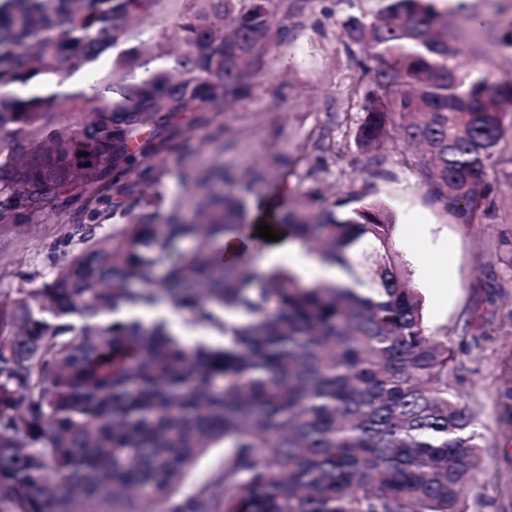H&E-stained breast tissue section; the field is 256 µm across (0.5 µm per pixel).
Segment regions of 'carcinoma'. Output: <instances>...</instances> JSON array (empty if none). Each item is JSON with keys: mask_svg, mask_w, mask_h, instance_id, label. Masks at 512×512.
Returning a JSON list of instances; mask_svg holds the SVG:
<instances>
[{"mask_svg": "<svg viewBox=\"0 0 512 512\" xmlns=\"http://www.w3.org/2000/svg\"><path fill=\"white\" fill-rule=\"evenodd\" d=\"M272 0H0V230L71 189L112 188L154 208L116 235L76 224L78 249L38 288L0 293V512H468L482 458L448 381L454 355L424 325L423 295L380 202L343 213L289 197L326 148L308 137L278 165L284 223L273 230L339 267L305 284L282 262L224 264L245 234V197L192 216L160 193L113 187L154 160L143 134L181 116L187 131L248 93L267 48ZM342 22L356 141L375 150L389 116L427 156L436 200L476 213L509 127L512 80L479 67L502 21L435 0H374ZM157 33L150 46L141 37ZM88 89L43 94L81 69ZM202 333L189 341L160 307ZM224 449L206 484L198 460Z\"/></svg>", "mask_w": 512, "mask_h": 512, "instance_id": "cac0c4a2", "label": "carcinoma"}]
</instances>
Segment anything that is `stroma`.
Wrapping results in <instances>:
<instances>
[{
	"label": "stroma",
	"mask_w": 512,
	"mask_h": 512,
	"mask_svg": "<svg viewBox=\"0 0 512 512\" xmlns=\"http://www.w3.org/2000/svg\"><path fill=\"white\" fill-rule=\"evenodd\" d=\"M271 8L269 52L250 92L210 114L194 133H186L182 118L146 133L162 156L140 183L160 181L164 210L189 214L210 193H233L253 181L246 216L252 233L260 223H277L282 213L274 175L266 170L271 157L291 154L310 134L330 132L335 151L310 156L318 180L301 183L294 194L315 187L325 203L348 209L379 201L409 216L408 236L424 224L446 244L444 252L422 254L427 264L450 268L455 283L442 300L426 299L425 326L448 339L455 355L448 376L480 437L481 470L465 497L471 512H512V413L500 398L512 383V132L488 170L492 191L481 210L445 208L433 199L415 150L399 143L398 128L390 129L378 153L356 142L362 113L349 96L353 71L340 23L374 11L373 0H306L291 14L286 0H273ZM92 211L107 233L142 214L122 196L99 201L71 191L0 234V289L17 287L30 272L50 280L56 263L77 248L68 236L71 225Z\"/></svg>",
	"instance_id": "obj_1"
}]
</instances>
